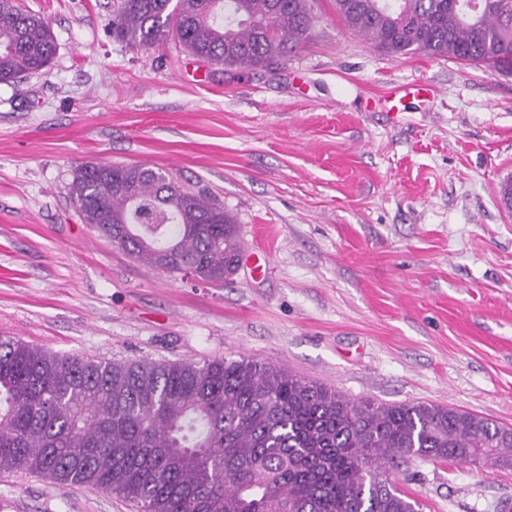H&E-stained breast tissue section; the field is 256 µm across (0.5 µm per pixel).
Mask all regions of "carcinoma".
Listing matches in <instances>:
<instances>
[{
	"mask_svg": "<svg viewBox=\"0 0 512 512\" xmlns=\"http://www.w3.org/2000/svg\"><path fill=\"white\" fill-rule=\"evenodd\" d=\"M351 31L392 55L416 51L512 75V0H334ZM310 0H112V39L262 70L305 46ZM49 23L0 0V84L46 70ZM147 164L88 162L70 187L107 238L134 224L166 252L119 247L170 274L218 284L243 250L217 199L171 189ZM414 458L512 465V428L430 403L354 400L247 358L106 361L0 336V474L25 470L115 494L138 512H420L388 469Z\"/></svg>",
	"mask_w": 512,
	"mask_h": 512,
	"instance_id": "obj_1",
	"label": "carcinoma"
}]
</instances>
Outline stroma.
Returning <instances> with one entry per match:
<instances>
[{"label":"stroma","instance_id":"1","mask_svg":"<svg viewBox=\"0 0 512 512\" xmlns=\"http://www.w3.org/2000/svg\"><path fill=\"white\" fill-rule=\"evenodd\" d=\"M58 49L0 84V335L106 360L248 359L352 399L512 427V76L384 53L313 0L309 43L257 71L109 34L112 0H17ZM423 84L399 112L387 94ZM165 168L218 198L248 258L221 285L138 263L83 224L74 170ZM423 512H498L512 467L404 465ZM0 512H135L16 472Z\"/></svg>","mask_w":512,"mask_h":512}]
</instances>
